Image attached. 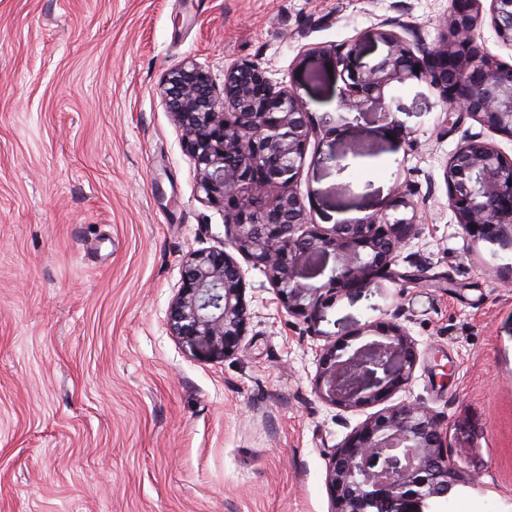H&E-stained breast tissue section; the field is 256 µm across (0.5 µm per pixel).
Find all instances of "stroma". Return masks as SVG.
Returning <instances> with one entry per match:
<instances>
[{
	"instance_id": "stroma-1",
	"label": "stroma",
	"mask_w": 512,
	"mask_h": 512,
	"mask_svg": "<svg viewBox=\"0 0 512 512\" xmlns=\"http://www.w3.org/2000/svg\"><path fill=\"white\" fill-rule=\"evenodd\" d=\"M448 0H0V512H333L327 465L375 413L319 400V350L399 320L417 343L390 404L420 402L474 484L443 512H512V253L465 236L443 171L471 118L411 79L312 138L295 190L312 223L385 209L411 184L420 235L398 279L289 315L246 257L251 319L235 354L171 336L183 262L222 250L159 94L191 60L223 85L240 61L297 87L314 116L341 81L323 49L433 41ZM344 155L338 171L329 154ZM422 273L418 282L409 275Z\"/></svg>"
}]
</instances>
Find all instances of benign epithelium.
Instances as JSON below:
<instances>
[{
	"mask_svg": "<svg viewBox=\"0 0 512 512\" xmlns=\"http://www.w3.org/2000/svg\"><path fill=\"white\" fill-rule=\"evenodd\" d=\"M484 1L498 42L512 49V0H449L429 44L409 28L412 41L380 29L372 36L384 53L374 63L362 64L355 44L329 56L342 85L334 111L320 123L340 127L368 105L383 108L395 85L415 78L439 93L448 112H463L512 139V66L475 39ZM159 92L181 131L199 192L210 204L227 205L232 248L263 269L288 313L315 324L326 298L389 272L419 234L416 206L402 189L384 213L329 228L309 223L293 185L315 126L298 90L277 87L259 65L231 66L219 90L205 70L184 61L168 71ZM444 181L462 233L511 250L512 156L479 134L466 135L446 162ZM273 188L279 193L268 205ZM317 277L326 281L312 283ZM248 320L245 276L234 255L190 253L169 306L171 335L186 350L226 357L239 350ZM417 363L416 341L389 322L379 338L346 355L322 348L315 393L343 411L378 404L411 380ZM466 480L448 453L443 420L413 402L368 417L327 467L334 512H393L391 504L404 498L441 507Z\"/></svg>",
	"mask_w": 512,
	"mask_h": 512,
	"instance_id": "obj_1",
	"label": "benign epithelium"
}]
</instances>
